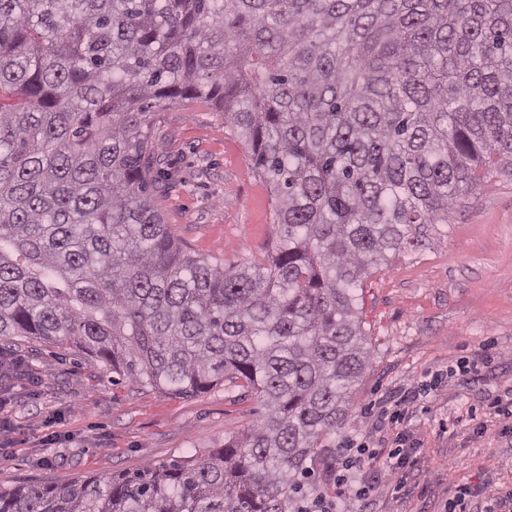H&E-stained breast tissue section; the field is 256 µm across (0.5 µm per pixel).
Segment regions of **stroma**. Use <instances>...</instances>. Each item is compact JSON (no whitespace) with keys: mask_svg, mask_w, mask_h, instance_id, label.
I'll list each match as a JSON object with an SVG mask.
<instances>
[{"mask_svg":"<svg viewBox=\"0 0 512 512\" xmlns=\"http://www.w3.org/2000/svg\"><path fill=\"white\" fill-rule=\"evenodd\" d=\"M154 134L169 163L162 212L177 242L226 268L265 260L280 234L274 197L223 113L203 102L167 105ZM361 318L371 362L344 427L317 451L307 498H335L337 452L364 444L383 454L403 448L413 465L368 500L347 495L343 512H443L456 482L471 488V512H482L488 483L498 512H512V419L488 409L492 397L512 395V175L490 173L425 245L367 278ZM21 357L37 380L0 390V419L10 423L0 433L2 489L205 459L264 411L251 392L220 383L193 397L167 394L47 343ZM417 386L404 420L378 426Z\"/></svg>","mask_w":512,"mask_h":512,"instance_id":"1","label":"stroma"}]
</instances>
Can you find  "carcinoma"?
I'll return each mask as SVG.
<instances>
[{"label":"carcinoma","mask_w":512,"mask_h":512,"mask_svg":"<svg viewBox=\"0 0 512 512\" xmlns=\"http://www.w3.org/2000/svg\"><path fill=\"white\" fill-rule=\"evenodd\" d=\"M213 102L282 233L218 268L161 212L154 109ZM512 170V0H0V350L265 412L204 460L0 489V512H296L368 369L364 280Z\"/></svg>","instance_id":"obj_1"}]
</instances>
